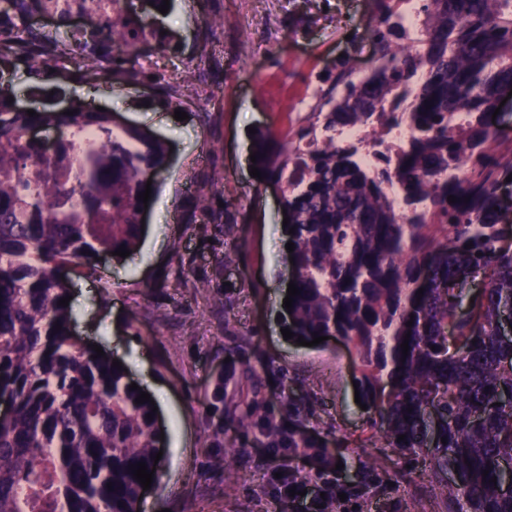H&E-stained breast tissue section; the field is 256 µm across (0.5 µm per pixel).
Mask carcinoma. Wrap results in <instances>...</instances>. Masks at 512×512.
<instances>
[{"mask_svg": "<svg viewBox=\"0 0 512 512\" xmlns=\"http://www.w3.org/2000/svg\"><path fill=\"white\" fill-rule=\"evenodd\" d=\"M411 1L422 18L416 39L404 24ZM373 3L369 74L338 60L318 77L306 123L255 139L254 166L281 184L285 229H294L300 294L287 328L295 340L334 335L356 346L371 425L398 455L427 458L448 512H512V343L502 340L512 321V246L502 245L512 234V146L488 122L512 86V0ZM94 27L114 71L148 46L165 48L136 14ZM9 97L0 87V396L15 402L0 422V512H139L129 466L153 469L164 448L152 405L136 402L140 391L111 357L72 336L71 309L58 302L69 296L63 269L91 274L100 254L137 247L138 195L167 149L110 112L76 104L72 115L30 117ZM400 118L409 138L375 167L336 142L337 131L363 125L380 147ZM37 125L55 127L60 157L82 149L80 164L27 166L43 155L23 139ZM425 267L430 287L419 298ZM469 276L482 287L462 311L454 290Z\"/></svg>", "mask_w": 512, "mask_h": 512, "instance_id": "carcinoma-1", "label": "carcinoma"}]
</instances>
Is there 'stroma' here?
<instances>
[{
	"label": "stroma",
	"mask_w": 512,
	"mask_h": 512,
	"mask_svg": "<svg viewBox=\"0 0 512 512\" xmlns=\"http://www.w3.org/2000/svg\"><path fill=\"white\" fill-rule=\"evenodd\" d=\"M119 6L166 44L142 52L133 72L86 74L74 47L36 59L0 51V61L12 66L17 107L78 99L173 148L151 186L140 248L102 254L92 276L66 274L74 336L117 357L154 398L165 445L139 512H297L280 500L276 473L331 493L337 475L360 467L370 488L353 489L337 512H448L427 463L387 448L356 404L354 344L283 337L281 193L249 173L252 130L304 121L316 75L339 57L373 66L372 0H170L164 14L151 0ZM46 70L51 83L33 87ZM210 84L224 87L217 112L196 103ZM248 405L257 420L243 429L233 409ZM268 423L310 447L271 443Z\"/></svg>",
	"instance_id": "obj_1"
}]
</instances>
